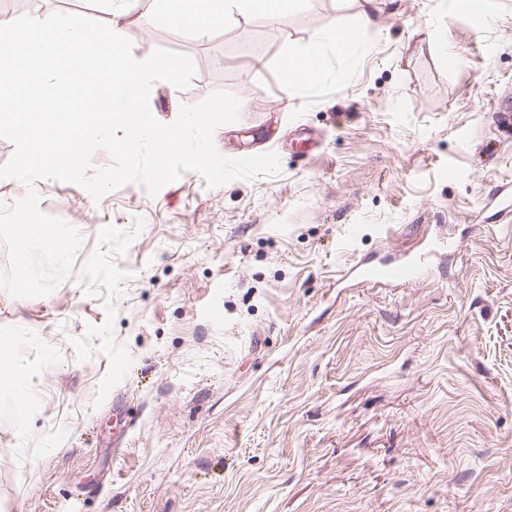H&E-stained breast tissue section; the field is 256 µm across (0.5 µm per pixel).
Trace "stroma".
Returning <instances> with one entry per match:
<instances>
[{
  "label": "stroma",
  "instance_id": "1",
  "mask_svg": "<svg viewBox=\"0 0 512 512\" xmlns=\"http://www.w3.org/2000/svg\"><path fill=\"white\" fill-rule=\"evenodd\" d=\"M360 10L310 0L204 38L132 12L136 58L196 65L187 89L154 85L155 118L231 92L217 150L276 152L281 172L216 188L188 172L97 203L38 182L41 209L83 236L77 263L102 227L144 219L113 324L133 364L93 407L109 361L71 341L104 322L102 298L73 279L0 290V358H24L37 403L0 395V512H512V218L489 201L512 184L494 118L512 0H380L330 74L286 90L287 51ZM303 131L319 140L304 158ZM448 235L457 251L420 280L348 274Z\"/></svg>",
  "mask_w": 512,
  "mask_h": 512
}]
</instances>
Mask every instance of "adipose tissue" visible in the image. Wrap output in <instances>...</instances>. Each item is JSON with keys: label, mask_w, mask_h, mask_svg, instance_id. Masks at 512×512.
I'll list each match as a JSON object with an SVG mask.
<instances>
[{"label": "adipose tissue", "mask_w": 512, "mask_h": 512, "mask_svg": "<svg viewBox=\"0 0 512 512\" xmlns=\"http://www.w3.org/2000/svg\"><path fill=\"white\" fill-rule=\"evenodd\" d=\"M351 33V28L334 19L315 36L310 51L304 54L288 51L282 65L286 87L294 88L320 78L331 54L350 42Z\"/></svg>", "instance_id": "1"}]
</instances>
